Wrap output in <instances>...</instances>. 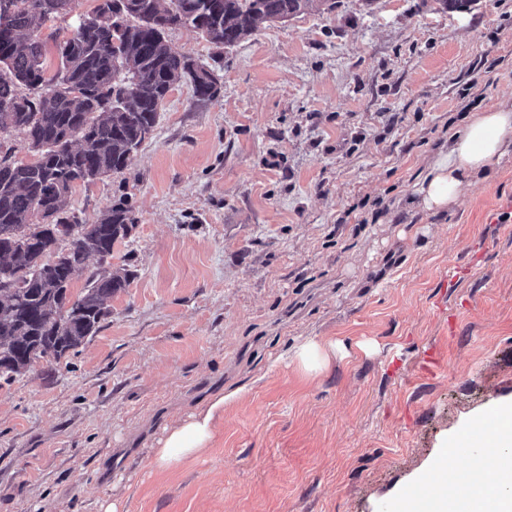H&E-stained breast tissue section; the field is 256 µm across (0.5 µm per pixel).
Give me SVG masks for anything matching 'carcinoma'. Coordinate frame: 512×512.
<instances>
[{
  "label": "carcinoma",
  "instance_id": "1",
  "mask_svg": "<svg viewBox=\"0 0 512 512\" xmlns=\"http://www.w3.org/2000/svg\"><path fill=\"white\" fill-rule=\"evenodd\" d=\"M77 0H0V133L15 131L37 156L31 164L0 160V245L11 260L33 269L16 286L0 276V378L9 380L53 355L58 362L95 335L108 315L105 301L124 291L128 274H94L74 299L71 275L92 256L112 253L134 224L127 201L112 204L93 224L68 214L79 183L128 166L151 134L175 84L194 96L219 94L213 72L201 71L166 40L169 30L192 28L218 46L232 45L265 24L307 11L314 0H99L56 50L41 36L43 22L69 13ZM63 237L74 241L43 261V250Z\"/></svg>",
  "mask_w": 512,
  "mask_h": 512
}]
</instances>
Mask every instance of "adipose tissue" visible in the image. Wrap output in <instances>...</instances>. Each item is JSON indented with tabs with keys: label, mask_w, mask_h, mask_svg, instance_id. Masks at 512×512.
I'll return each instance as SVG.
<instances>
[{
	"label": "adipose tissue",
	"mask_w": 512,
	"mask_h": 512,
	"mask_svg": "<svg viewBox=\"0 0 512 512\" xmlns=\"http://www.w3.org/2000/svg\"><path fill=\"white\" fill-rule=\"evenodd\" d=\"M510 155L512 107L503 105L469 114L428 159L415 191V206L431 214L448 212L465 186L481 179L493 163ZM225 401V396L215 397L168 429L154 451L155 465L166 468L209 448ZM486 418L493 424V436L486 442L493 453L480 455L475 465L490 468V475L474 492L436 491L431 512H512V400L496 405Z\"/></svg>",
	"instance_id": "1"
}]
</instances>
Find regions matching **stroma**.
<instances>
[{"label": "stroma", "instance_id": "35a3bbf8", "mask_svg": "<svg viewBox=\"0 0 512 512\" xmlns=\"http://www.w3.org/2000/svg\"><path fill=\"white\" fill-rule=\"evenodd\" d=\"M167 41L220 92L176 85L127 168L75 187L83 222L124 197L135 223L73 291L130 284L52 375L0 381V512H401L512 398V156L448 213L408 204L467 113L512 102V0H317L231 46ZM309 336L339 342L311 374L284 357ZM219 394L211 448L154 466Z\"/></svg>", "mask_w": 512, "mask_h": 512}]
</instances>
